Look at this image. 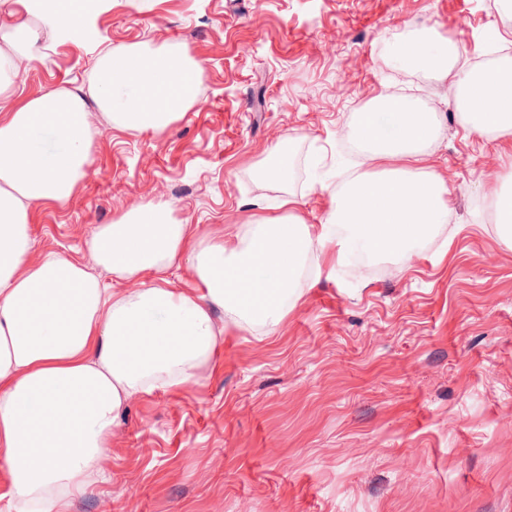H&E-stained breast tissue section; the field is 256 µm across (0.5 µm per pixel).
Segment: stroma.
<instances>
[{"instance_id":"1","label":"stroma","mask_w":512,"mask_h":512,"mask_svg":"<svg viewBox=\"0 0 512 512\" xmlns=\"http://www.w3.org/2000/svg\"><path fill=\"white\" fill-rule=\"evenodd\" d=\"M92 39L57 42L17 98L89 85L107 48L186 45L196 97L162 133L101 134L65 205L32 215V259L87 257L98 227L148 201L230 239L284 193L324 223L361 153L343 130L383 88L436 112L418 168L450 190L447 223L408 262L351 256L304 273L272 334H225L205 380L132 400L102 477L67 512H512V250L485 210L512 150L467 135L458 71L512 41L498 0H122ZM452 39L454 72L404 68L392 42ZM288 148L287 187L259 167Z\"/></svg>"}]
</instances>
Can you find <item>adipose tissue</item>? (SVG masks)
Wrapping results in <instances>:
<instances>
[{"mask_svg":"<svg viewBox=\"0 0 512 512\" xmlns=\"http://www.w3.org/2000/svg\"><path fill=\"white\" fill-rule=\"evenodd\" d=\"M20 2L43 24H0V98L42 63L41 46L92 36L79 0ZM392 52L441 75L456 62L451 42L427 36ZM92 72L90 87L43 90L0 118V474L27 512H64L100 477L129 402L198 381L223 331L277 327L289 287L325 259L332 226L365 254L402 259L448 221L445 180L412 166L434 142L437 116L385 90L347 131L362 170L337 187L323 225L306 223L285 198L280 214L254 216L227 243L196 237L167 206L147 202L100 225L88 260H31L34 207L67 203L92 166L90 111L162 132L193 101L202 64L177 44L133 45L100 53ZM456 100L469 133L512 143V59L460 73ZM181 261L195 289L173 287L168 273Z\"/></svg>","mask_w":512,"mask_h":512,"instance_id":"adipose-tissue-1","label":"adipose tissue"}]
</instances>
